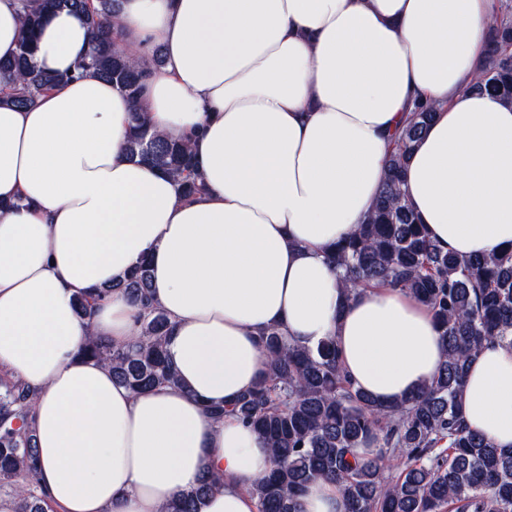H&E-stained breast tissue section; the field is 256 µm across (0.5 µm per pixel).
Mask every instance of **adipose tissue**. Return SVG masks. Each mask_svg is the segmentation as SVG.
<instances>
[{"label":"adipose tissue","instance_id":"adipose-tissue-1","mask_svg":"<svg viewBox=\"0 0 512 512\" xmlns=\"http://www.w3.org/2000/svg\"><path fill=\"white\" fill-rule=\"evenodd\" d=\"M494 4L123 0L120 44L164 55L139 99L87 73L30 107L0 100V373L31 391L56 512H162L206 472L218 482L199 512H256L248 487L272 452L204 407L267 372L270 328L308 347L335 339L355 386L383 404L437 374L431 312L391 287L346 295L325 253L371 211L419 99L436 114L404 187L430 238L462 257L512 245V104L464 91ZM92 42L82 14L52 12L34 63L74 70ZM135 111L189 140L200 194L128 158ZM144 260L179 382L135 395L81 349L90 335L131 342L140 305L116 293L86 320L75 298ZM461 402L470 427L512 448V345L472 359Z\"/></svg>","mask_w":512,"mask_h":512}]
</instances>
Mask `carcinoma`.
<instances>
[{"label": "carcinoma", "mask_w": 512, "mask_h": 512, "mask_svg": "<svg viewBox=\"0 0 512 512\" xmlns=\"http://www.w3.org/2000/svg\"><path fill=\"white\" fill-rule=\"evenodd\" d=\"M67 8L84 14L94 33L86 60L69 74L45 73L33 64L34 33L45 14ZM119 0H20L17 52L0 59L9 76L10 102L30 106L45 91L85 71L138 99L147 70L164 62L157 50L140 61L118 46L108 29ZM489 54L471 92H489L512 103V0H502L489 28ZM435 107L419 102L395 136L383 189L366 222L327 252L349 294L371 283H388L429 307L441 329L446 356L437 376L411 397L383 405L357 388L343 369L336 341L299 346L271 328L261 337L269 371L229 406H207L219 421L231 414L269 444L273 467L249 488L257 512H299V497L313 480L336 481L345 512H512V449L496 447L463 420L459 397L466 367L487 341L512 345V247L489 257L464 259L433 242L403 188L414 142ZM131 157L173 177L186 196L202 190L185 139L151 129L131 114ZM149 264L140 262L126 280L82 294L78 313L89 319L102 297L118 291L148 304ZM172 331L155 307L140 319V332L124 347L88 338L81 353L112 371L134 394L174 385L177 376L163 347ZM391 459L406 461L386 474ZM38 456L32 398L19 382L0 383V492L14 497L16 512H48L37 483ZM217 478L203 475L180 492L164 512H197Z\"/></svg>", "instance_id": "obj_1"}]
</instances>
